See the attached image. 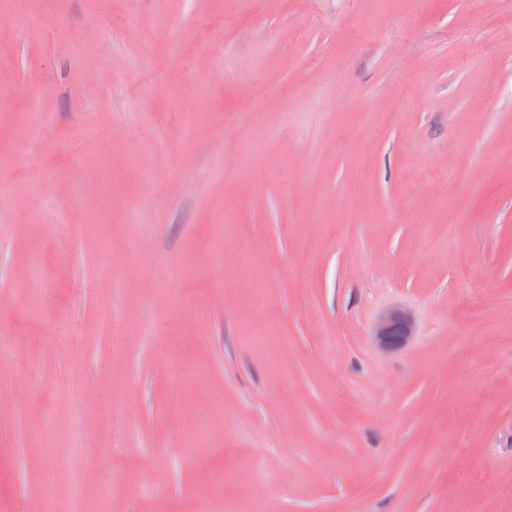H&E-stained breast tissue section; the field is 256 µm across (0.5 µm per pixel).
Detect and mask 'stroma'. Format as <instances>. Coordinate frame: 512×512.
Wrapping results in <instances>:
<instances>
[{"label": "stroma", "instance_id": "1", "mask_svg": "<svg viewBox=\"0 0 512 512\" xmlns=\"http://www.w3.org/2000/svg\"><path fill=\"white\" fill-rule=\"evenodd\" d=\"M1 156L0 512H512V0H0ZM412 329V315L405 310L393 308L379 319L375 336L381 347L394 348L411 336Z\"/></svg>", "mask_w": 512, "mask_h": 512}]
</instances>
